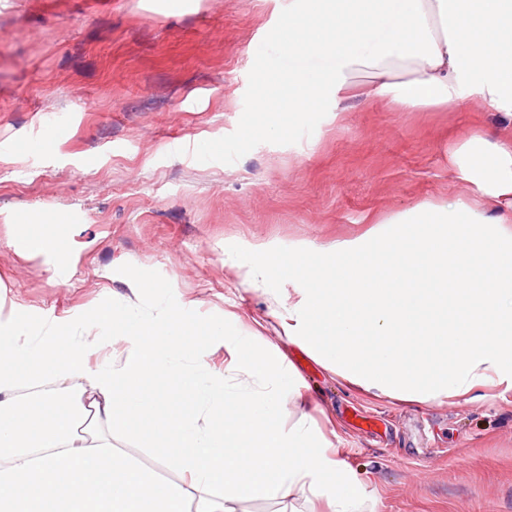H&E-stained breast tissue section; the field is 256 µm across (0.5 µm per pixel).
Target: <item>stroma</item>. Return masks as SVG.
<instances>
[{"instance_id":"stroma-1","label":"stroma","mask_w":512,"mask_h":512,"mask_svg":"<svg viewBox=\"0 0 512 512\" xmlns=\"http://www.w3.org/2000/svg\"><path fill=\"white\" fill-rule=\"evenodd\" d=\"M295 0H0V311L57 320L157 284L209 348L212 324L279 346L304 405L280 424L322 427L374 512H512V388L481 399L408 404L350 386L276 324L302 279L255 288L252 246L272 260L339 241L411 237L389 216L466 196L448 146L489 129V104L402 112L384 99L332 98L280 112L277 133L253 105ZM50 119L71 126L63 141ZM209 141L208 159L187 148ZM64 224L78 256L67 282L19 253L13 215Z\"/></svg>"}]
</instances>
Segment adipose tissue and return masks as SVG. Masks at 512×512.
Returning a JSON list of instances; mask_svg holds the SVG:
<instances>
[{
    "mask_svg": "<svg viewBox=\"0 0 512 512\" xmlns=\"http://www.w3.org/2000/svg\"><path fill=\"white\" fill-rule=\"evenodd\" d=\"M464 20L480 26L481 52L463 37ZM287 40L329 65L289 67L287 95L258 99L256 111L349 100L362 76L367 95L405 112L481 98L496 129L449 147L469 194L417 207L414 244L350 265L353 242L274 264L256 246L253 279L310 285L279 300L281 328L350 385L403 402L512 386V0H299ZM19 246L67 280L73 259L43 228L21 225ZM153 288L131 281L126 297L91 313L113 331L95 365L87 355L98 337L15 312L0 319V512H235V502L273 493L286 501L281 512H297L299 499L365 512L326 436L302 420L280 427L285 398L298 392L278 348L226 341L230 358L215 370L185 342L181 311L138 310ZM114 428L148 435L177 479L115 446Z\"/></svg>",
    "mask_w": 512,
    "mask_h": 512,
    "instance_id": "ef3b65f1",
    "label": "adipose tissue"
}]
</instances>
